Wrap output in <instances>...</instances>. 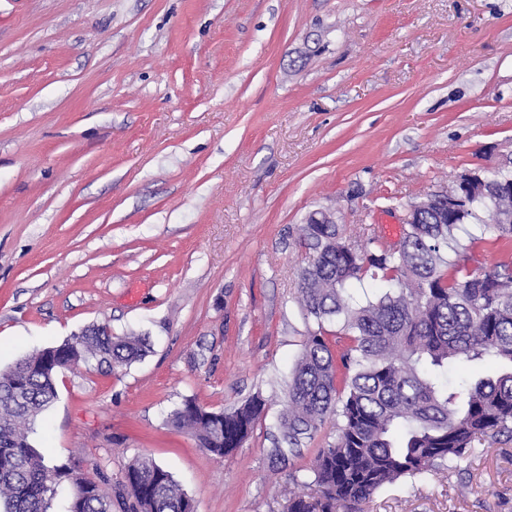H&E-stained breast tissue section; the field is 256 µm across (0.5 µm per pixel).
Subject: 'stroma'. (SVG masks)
Instances as JSON below:
<instances>
[{"label": "stroma", "instance_id": "1", "mask_svg": "<svg viewBox=\"0 0 512 512\" xmlns=\"http://www.w3.org/2000/svg\"><path fill=\"white\" fill-rule=\"evenodd\" d=\"M512 158V0H0V369L93 324L128 366L56 376L31 444L119 479L146 454L196 512H282L334 436L272 473L314 210L349 232ZM270 406L226 457L185 399ZM363 512H512V441Z\"/></svg>", "mask_w": 512, "mask_h": 512}]
</instances>
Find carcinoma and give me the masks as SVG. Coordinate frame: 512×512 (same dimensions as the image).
<instances>
[{
	"instance_id": "obj_1",
	"label": "carcinoma",
	"mask_w": 512,
	"mask_h": 512,
	"mask_svg": "<svg viewBox=\"0 0 512 512\" xmlns=\"http://www.w3.org/2000/svg\"><path fill=\"white\" fill-rule=\"evenodd\" d=\"M315 259L299 278L297 303L313 320L288 378L267 458L278 471L328 423L335 438L319 449L286 512H358L362 503L406 477L452 473L475 442L512 439V259L481 272L475 257L488 244L512 253V220L496 224L481 194L448 212L431 211L403 225L398 245L373 233L361 254L343 224L300 225ZM376 283V293L354 284ZM336 324V345L326 329ZM146 353L138 336H114L105 325L83 329L37 350L0 375V506L3 512H48L59 487L72 493L64 512H191L193 499L172 474L141 454L117 483L103 472L74 480V467L51 464L29 432L55 399L54 374L89 358L130 364ZM492 359L493 377L448 379L451 363ZM269 406L256 394L231 411L192 398L167 422L198 447L224 457L241 447Z\"/></svg>"
}]
</instances>
